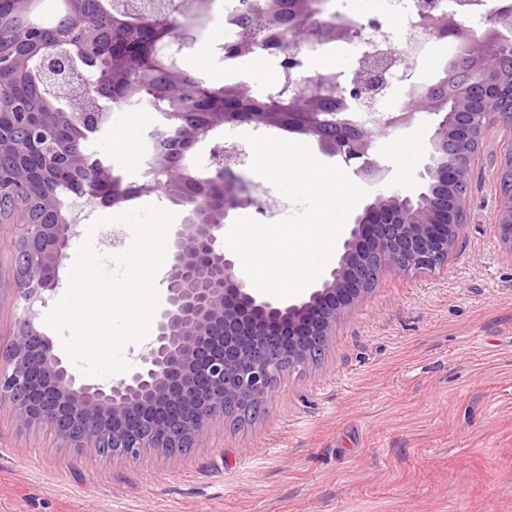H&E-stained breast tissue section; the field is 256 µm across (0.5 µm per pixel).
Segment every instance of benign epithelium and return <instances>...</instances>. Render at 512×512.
<instances>
[{"label":"benign epithelium","mask_w":512,"mask_h":512,"mask_svg":"<svg viewBox=\"0 0 512 512\" xmlns=\"http://www.w3.org/2000/svg\"><path fill=\"white\" fill-rule=\"evenodd\" d=\"M28 0H0V223L15 228V264L8 278L14 294L29 302L43 299L59 282L67 259L69 239L76 233L73 211H60L41 190L51 180L87 167L94 156L89 145L74 147L59 135V112L44 102L39 112L28 109L22 80L28 70L25 54L34 46L41 88L62 99L79 121L94 116L96 87L102 82L74 64L73 43L56 35L33 32L23 38L4 36L12 19ZM439 11L424 2L416 27L431 38L450 39L482 62L470 68L457 90L449 95L451 120L429 140L420 177L427 182L415 196L399 192L375 200L354 219L336 266L309 299L285 304L257 291L240 274L232 254L217 247L220 231L240 200L218 186L223 206L199 220L201 207L185 186L184 172L162 171L151 156L140 173V187L162 188L188 208V216L171 241L172 262L166 274L167 297L156 315V332L140 364L108 387L79 382L56 351L53 341L34 323L26 308L18 332L0 347V404L12 407L18 422L47 429L69 448L123 449L119 459L137 460L146 448H180L192 444L208 451L206 429L224 415L228 405L266 407L272 379L284 365L304 366L323 354L344 313L369 293L366 286L383 273L404 276L433 272L443 266L457 246L466 213L465 179L473 166L490 121L502 117L512 123V71L501 64V51L512 47V0H492L491 26L481 33L462 20L469 0ZM154 22L135 38H116L99 44L98 31L83 16L60 22L79 31L82 42L104 52L115 67L152 60L181 45L179 30L168 26L172 12L162 0H143ZM336 27V37H353L340 15L324 20L309 14L297 19L289 38L313 26ZM391 58L365 56L362 73L351 84L336 86V98L365 103L382 80ZM235 101L224 99V111L207 113L208 123L174 141L183 157L219 126ZM414 112H391L359 123L352 112H291L289 121L305 128L328 157L375 186L385 179L384 167L372 157L377 135L409 127ZM74 186L85 205L108 199L121 202L122 182L114 166ZM495 229L512 251V193L503 197Z\"/></svg>","instance_id":"1"}]
</instances>
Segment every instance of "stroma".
Instances as JSON below:
<instances>
[{
  "mask_svg": "<svg viewBox=\"0 0 512 512\" xmlns=\"http://www.w3.org/2000/svg\"><path fill=\"white\" fill-rule=\"evenodd\" d=\"M224 24L185 56L215 87ZM139 106L112 112L95 143L127 179L150 149ZM432 127L426 114L389 147L382 188L409 195ZM512 127L491 123L467 221L442 269L386 274L336 326L318 363L283 372L263 414L217 419L208 454L134 462L60 447L0 405V512H512V251L496 231L500 161ZM235 217L275 222L273 186L234 171Z\"/></svg>",
  "mask_w": 512,
  "mask_h": 512,
  "instance_id": "1",
  "label": "stroma"
}]
</instances>
